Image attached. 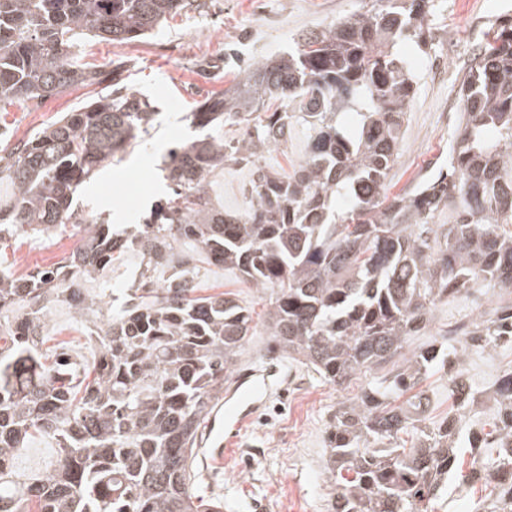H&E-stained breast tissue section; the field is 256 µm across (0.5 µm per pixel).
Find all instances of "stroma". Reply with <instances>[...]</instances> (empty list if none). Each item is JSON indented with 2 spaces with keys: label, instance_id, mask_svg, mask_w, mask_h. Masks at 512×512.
<instances>
[{
  "label": "stroma",
  "instance_id": "1",
  "mask_svg": "<svg viewBox=\"0 0 512 512\" xmlns=\"http://www.w3.org/2000/svg\"><path fill=\"white\" fill-rule=\"evenodd\" d=\"M198 2V9L168 19L154 36L126 44L90 40L76 47L82 62L103 73V82L76 84L45 99L16 101L0 112V133L13 145L109 90L110 72L149 99L157 114L153 126L141 144L128 147L121 161L105 167L80 191L76 205L83 213L106 217L113 224H136L165 197L168 186L160 166L167 149L199 137L190 112L205 96L231 84L225 48H234L242 60L281 53L300 35L360 12L364 5V0ZM435 6L426 50L404 49L417 93L390 172L393 195L409 191L446 161L458 123V85L472 53L496 30L498 19L512 16V0H435ZM250 180L249 166L226 162L211 179V196L225 211L244 213ZM79 237V230L70 226L50 238H17L0 249V264L18 274L53 266L69 255ZM140 263L137 253L128 252L87 279L86 288L101 297L103 310L111 308V289L126 287ZM200 281L209 292H229L241 304L254 307L255 332L236 370L267 365L273 373V391L257 417L238 430L223 464L212 466L210 473H197L196 491L221 500L224 512H328L331 484L324 471L325 429L337 403L358 392L359 381L339 390L299 360L284 356L267 361L269 336L261 314L267 295L239 272L205 263L200 266ZM478 316L469 293H459L438 304L426 336L413 337L410 345L422 346L427 336ZM43 348L88 360L95 353L85 326L63 306L49 310ZM462 370L475 389L487 390L512 371V347L470 353Z\"/></svg>",
  "mask_w": 512,
  "mask_h": 512
}]
</instances>
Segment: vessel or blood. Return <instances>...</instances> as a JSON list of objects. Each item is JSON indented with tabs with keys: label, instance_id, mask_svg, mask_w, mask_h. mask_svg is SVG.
<instances>
[{
	"label": "vessel or blood",
	"instance_id": "vessel-or-blood-1",
	"mask_svg": "<svg viewBox=\"0 0 512 512\" xmlns=\"http://www.w3.org/2000/svg\"><path fill=\"white\" fill-rule=\"evenodd\" d=\"M253 371H246L234 377L228 395L234 400L233 406H216L211 412L201 442L204 464H220L224 461V447L232 443L237 430L249 422L266 404L269 394L267 384L249 388Z\"/></svg>",
	"mask_w": 512,
	"mask_h": 512
}]
</instances>
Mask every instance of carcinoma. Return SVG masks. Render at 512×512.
I'll return each mask as SVG.
<instances>
[{"label":"carcinoma","instance_id":"1","mask_svg":"<svg viewBox=\"0 0 512 512\" xmlns=\"http://www.w3.org/2000/svg\"><path fill=\"white\" fill-rule=\"evenodd\" d=\"M360 13L300 36L295 48L255 59L199 103L208 130L163 161L171 192L140 224L88 219L74 194L155 120L124 87L68 112L0 156L14 189L0 207V241L49 237L62 224L86 235L65 262L16 276L0 268V512H221L193 491L197 436L253 335L252 311L219 292L201 295L197 255L237 269L270 292L269 335L340 388L375 374L338 403L326 429L329 512H432L448 486L512 477V373L489 399L497 422L471 432L470 468L457 450L460 421L480 403L455 365L470 351L512 345V21L474 55L458 95L448 162L412 190L389 196L406 112L417 83L396 46L426 45L434 0H369ZM193 0H0V102L55 95L99 72L72 48L86 37L129 43L193 9ZM344 112L355 114L347 126ZM307 128V157L282 175L263 156L288 145L293 118ZM241 125L234 142L211 133ZM252 168L250 209L224 213L210 176L224 161ZM191 242L198 254L180 249ZM142 257L139 275L101 301L84 280L114 256ZM497 288L496 306L471 323L460 350L433 340L406 350L437 303L463 290ZM93 325L92 366L40 351L55 302ZM448 367L453 415L429 421L416 390ZM411 393L400 403V396ZM413 434L410 447L400 443ZM53 438L49 470L19 474L16 452ZM496 457L479 463V450ZM475 512H512V483Z\"/></svg>","mask_w":512,"mask_h":512}]
</instances>
